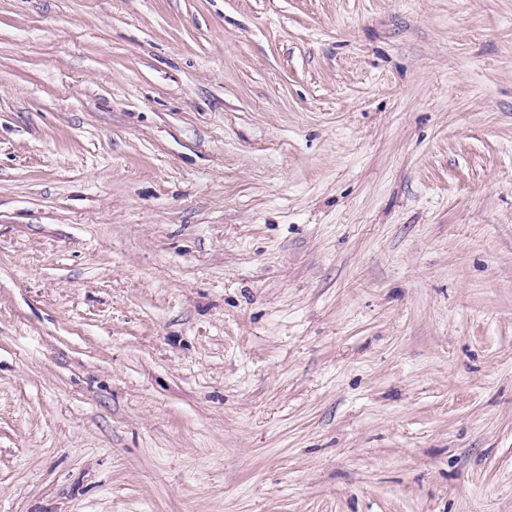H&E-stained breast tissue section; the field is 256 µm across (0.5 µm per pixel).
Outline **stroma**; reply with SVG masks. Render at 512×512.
<instances>
[{
	"label": "stroma",
	"mask_w": 512,
	"mask_h": 512,
	"mask_svg": "<svg viewBox=\"0 0 512 512\" xmlns=\"http://www.w3.org/2000/svg\"><path fill=\"white\" fill-rule=\"evenodd\" d=\"M0 512H512V0H0Z\"/></svg>",
	"instance_id": "obj_1"
}]
</instances>
